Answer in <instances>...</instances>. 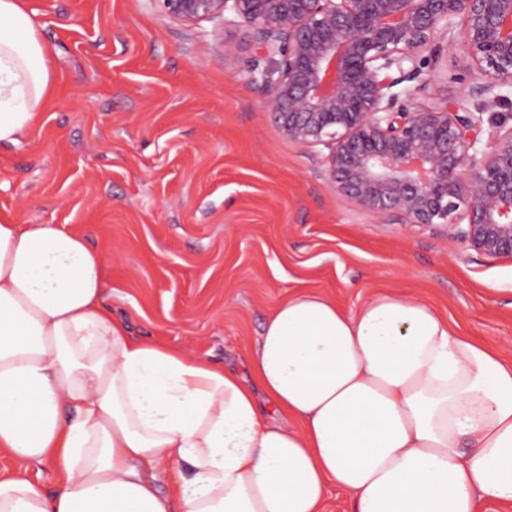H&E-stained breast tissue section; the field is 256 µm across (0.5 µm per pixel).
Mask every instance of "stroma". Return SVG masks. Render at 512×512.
<instances>
[{"instance_id":"obj_1","label":"stroma","mask_w":512,"mask_h":512,"mask_svg":"<svg viewBox=\"0 0 512 512\" xmlns=\"http://www.w3.org/2000/svg\"><path fill=\"white\" fill-rule=\"evenodd\" d=\"M21 5L52 82L29 135L0 144V221L85 233L134 337L237 368L295 294L350 315L393 290L512 363V260L331 191L326 149L280 133L246 71L217 64L210 23L157 0ZM425 56L449 100L477 79L462 42Z\"/></svg>"}]
</instances>
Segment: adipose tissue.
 Returning <instances> with one entry per match:
<instances>
[{
	"label": "adipose tissue",
	"mask_w": 512,
	"mask_h": 512,
	"mask_svg": "<svg viewBox=\"0 0 512 512\" xmlns=\"http://www.w3.org/2000/svg\"><path fill=\"white\" fill-rule=\"evenodd\" d=\"M49 53L0 0V143L32 128ZM100 251L57 224L0 223V512H483L512 502V363L383 291L351 316L302 293L244 371L131 336ZM51 465L57 487L28 478ZM177 467L168 492L157 481ZM324 512H352L350 495L335 484H330L326 491Z\"/></svg>",
	"instance_id": "adipose-tissue-1"
}]
</instances>
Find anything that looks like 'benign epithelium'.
Listing matches in <instances>:
<instances>
[{
  "instance_id": "benign-epithelium-1",
  "label": "benign epithelium",
  "mask_w": 512,
  "mask_h": 512,
  "mask_svg": "<svg viewBox=\"0 0 512 512\" xmlns=\"http://www.w3.org/2000/svg\"><path fill=\"white\" fill-rule=\"evenodd\" d=\"M187 25L245 27L247 72L288 140L329 149L324 178L351 203L410 224H446L512 258V126L483 113L512 89V0H158ZM478 82L453 104L402 101L421 54L456 22Z\"/></svg>"
}]
</instances>
